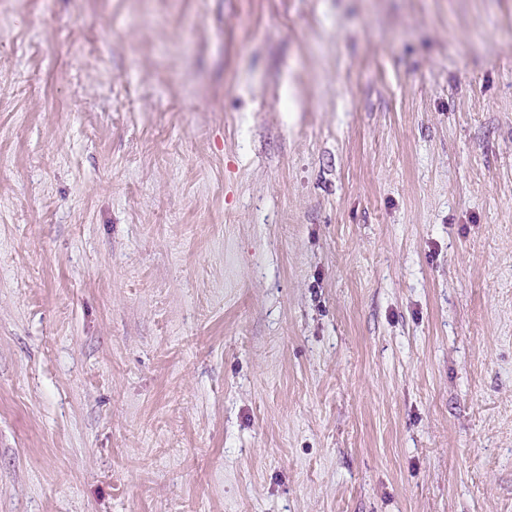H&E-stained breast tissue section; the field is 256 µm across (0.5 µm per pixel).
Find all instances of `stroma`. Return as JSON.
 <instances>
[{
  "mask_svg": "<svg viewBox=\"0 0 512 512\" xmlns=\"http://www.w3.org/2000/svg\"><path fill=\"white\" fill-rule=\"evenodd\" d=\"M0 512H512V0H0Z\"/></svg>",
  "mask_w": 512,
  "mask_h": 512,
  "instance_id": "1",
  "label": "stroma"
}]
</instances>
